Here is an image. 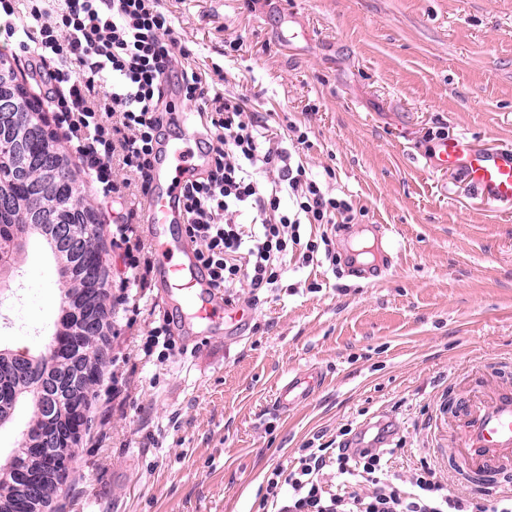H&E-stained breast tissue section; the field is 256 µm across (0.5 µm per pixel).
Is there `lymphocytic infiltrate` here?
Listing matches in <instances>:
<instances>
[{"mask_svg":"<svg viewBox=\"0 0 512 512\" xmlns=\"http://www.w3.org/2000/svg\"><path fill=\"white\" fill-rule=\"evenodd\" d=\"M0 0V37L48 70L47 103L102 200L125 207L112 235L123 249L122 301L140 315L153 270L129 209L145 195L176 101L196 105L209 146L204 176L183 189L184 232L209 285L225 304L240 287L252 296L277 288L290 248L313 261L305 224H349L351 200L333 197L302 162L272 143L242 96L207 83L187 60L161 0ZM382 448H305L288 470L266 479L274 512H512V496L459 492L429 462L401 477Z\"/></svg>","mask_w":512,"mask_h":512,"instance_id":"1","label":"lymphocytic infiltrate"}]
</instances>
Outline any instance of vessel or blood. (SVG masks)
Segmentation results:
<instances>
[{
  "label": "vessel or blood",
  "instance_id": "b4317fda",
  "mask_svg": "<svg viewBox=\"0 0 512 512\" xmlns=\"http://www.w3.org/2000/svg\"><path fill=\"white\" fill-rule=\"evenodd\" d=\"M197 125L196 113H180V137L160 146L150 193L142 203L146 237L155 256V271L181 320L205 330L220 325L231 334L241 329L246 314L218 302L205 270L183 243L180 187L206 158L204 150L183 147L184 142L198 140ZM430 165L460 171L487 200L512 206V149L479 148L467 138L456 137L439 144ZM324 381L322 372L312 367L286 374L273 395L274 411L285 414L311 401ZM457 412L462 420L459 452L480 474L483 490H496L503 484L499 471L512 466V389L478 403L459 402Z\"/></svg>",
  "mask_w": 512,
  "mask_h": 512
}]
</instances>
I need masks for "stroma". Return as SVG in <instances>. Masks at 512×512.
<instances>
[{"instance_id":"stroma-1","label":"stroma","mask_w":512,"mask_h":512,"mask_svg":"<svg viewBox=\"0 0 512 512\" xmlns=\"http://www.w3.org/2000/svg\"><path fill=\"white\" fill-rule=\"evenodd\" d=\"M198 72L228 75L269 132L300 126V155L353 223L303 226L338 263L288 256L281 286L251 303L242 337L169 360L147 326L117 320L58 512H262L258 490L306 443L383 434L391 472L456 451L449 403L512 387V210L486 204L426 158L466 135L512 146V0H162ZM302 36L285 43L289 22ZM391 264L350 258L372 225ZM58 266L29 243L0 294V346L44 351ZM320 369L322 390L270 408L278 379ZM129 394L111 402L113 375Z\"/></svg>"}]
</instances>
